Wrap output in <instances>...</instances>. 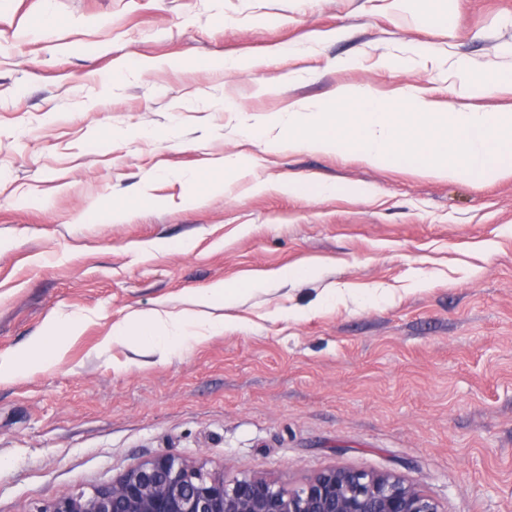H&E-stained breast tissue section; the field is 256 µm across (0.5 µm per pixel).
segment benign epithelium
I'll return each instance as SVG.
<instances>
[{"mask_svg": "<svg viewBox=\"0 0 512 512\" xmlns=\"http://www.w3.org/2000/svg\"><path fill=\"white\" fill-rule=\"evenodd\" d=\"M41 512H440L415 484L390 472L331 468L301 487L261 477L228 479L158 455L109 485L53 500Z\"/></svg>", "mask_w": 512, "mask_h": 512, "instance_id": "1", "label": "benign epithelium"}]
</instances>
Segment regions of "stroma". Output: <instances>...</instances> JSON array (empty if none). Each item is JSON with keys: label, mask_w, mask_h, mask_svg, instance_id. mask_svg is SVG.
<instances>
[{"label": "stroma", "mask_w": 512, "mask_h": 512, "mask_svg": "<svg viewBox=\"0 0 512 512\" xmlns=\"http://www.w3.org/2000/svg\"><path fill=\"white\" fill-rule=\"evenodd\" d=\"M459 59L512 63V0H0V357L78 322L0 380V512L160 454L288 489L388 471L442 512H512V177L268 153L241 129L344 85L512 109V89L459 96ZM219 282L238 295L188 349L114 340Z\"/></svg>", "instance_id": "1"}]
</instances>
